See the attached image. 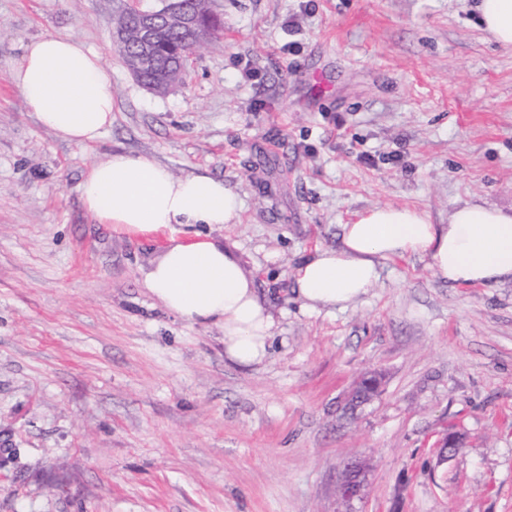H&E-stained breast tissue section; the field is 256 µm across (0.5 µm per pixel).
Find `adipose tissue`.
<instances>
[{
  "instance_id": "ef3b65f1",
  "label": "adipose tissue",
  "mask_w": 512,
  "mask_h": 512,
  "mask_svg": "<svg viewBox=\"0 0 512 512\" xmlns=\"http://www.w3.org/2000/svg\"><path fill=\"white\" fill-rule=\"evenodd\" d=\"M479 22L493 40L512 46V0H478ZM11 81L42 126L77 145L97 141L112 124V78L101 57L80 40L46 35L31 41ZM85 208L128 232H169L144 273L149 293L190 324L217 323L224 353L241 365L261 362L275 324L254 275L210 236H172V225L233 224L239 192L205 173L173 176L152 158L113 153L89 169L80 186ZM428 258L441 281L458 286L512 282V211L479 202L456 206L447 223L420 210L375 206L341 227L336 247H319L297 267L298 296L311 309H344L380 279L381 260Z\"/></svg>"
}]
</instances>
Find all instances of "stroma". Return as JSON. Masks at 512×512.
I'll return each instance as SVG.
<instances>
[{
    "label": "stroma",
    "mask_w": 512,
    "mask_h": 512,
    "mask_svg": "<svg viewBox=\"0 0 512 512\" xmlns=\"http://www.w3.org/2000/svg\"><path fill=\"white\" fill-rule=\"evenodd\" d=\"M129 5L0 0V512H512V282L457 287L406 256L357 303L313 310L294 277L373 206L434 224L469 200L512 207V47L475 0H210L223 37L158 94L112 39ZM47 33L112 73L94 143L57 138L11 82ZM114 152L240 192L239 223L201 231L271 305L262 362L149 293L164 236L83 206ZM368 372L378 395L345 414ZM353 461L369 468L347 503ZM364 471L362 463H351L345 467L338 484V493L343 501L351 502L361 495Z\"/></svg>",
    "instance_id": "1"
}]
</instances>
